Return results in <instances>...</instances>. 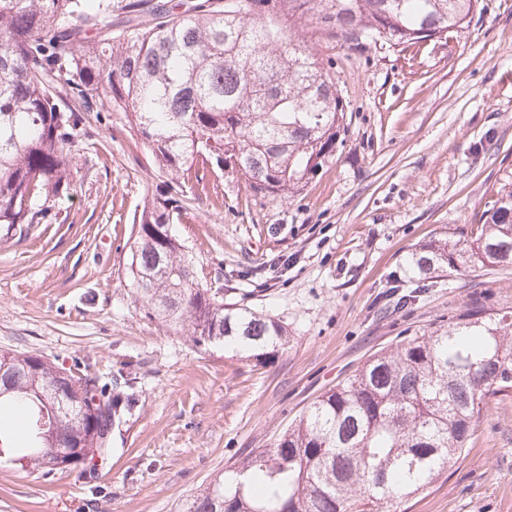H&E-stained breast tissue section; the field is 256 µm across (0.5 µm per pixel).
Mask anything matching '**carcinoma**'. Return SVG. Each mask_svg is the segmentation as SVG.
I'll return each mask as SVG.
<instances>
[{"instance_id":"cac0c4a2","label":"carcinoma","mask_w":512,"mask_h":512,"mask_svg":"<svg viewBox=\"0 0 512 512\" xmlns=\"http://www.w3.org/2000/svg\"><path fill=\"white\" fill-rule=\"evenodd\" d=\"M479 0H0V230L40 224L73 189L86 112H117L176 183L144 205L126 267L147 314L204 349L266 364L289 343L269 314L224 305L170 231L198 172L255 193H302L342 145L336 47L420 43L459 31ZM425 279L512 268V181L475 224L414 250ZM10 381L0 464L67 473L110 451L138 401L78 367L0 351ZM512 388V316L482 306L371 356L271 448L246 457L186 512H391L466 450L489 397Z\"/></svg>"}]
</instances>
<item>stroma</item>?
Returning a JSON list of instances; mask_svg holds the SVG:
<instances>
[{"instance_id": "35a3bbf8", "label": "stroma", "mask_w": 512, "mask_h": 512, "mask_svg": "<svg viewBox=\"0 0 512 512\" xmlns=\"http://www.w3.org/2000/svg\"><path fill=\"white\" fill-rule=\"evenodd\" d=\"M336 71L344 143L301 195L274 201L210 172L173 226L206 287L287 325L291 342L267 365L199 349L146 315L125 266L135 218L171 177L119 115H85L71 196L27 234L0 237V351L106 380L124 371L139 400L92 472L0 466V512H183L372 354L472 302L512 314V269L427 285L407 261L512 179V0H480L449 39L337 48ZM397 512H512V389Z\"/></svg>"}]
</instances>
